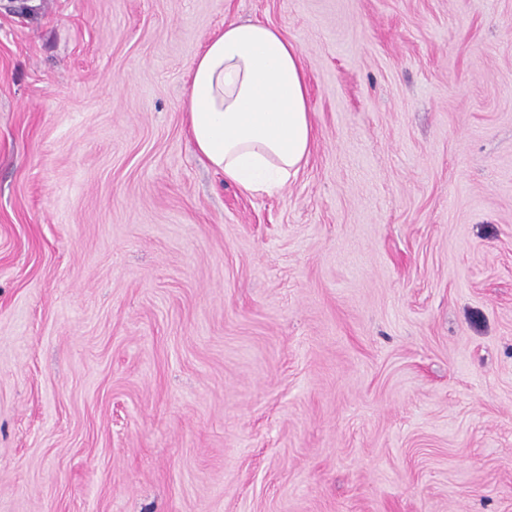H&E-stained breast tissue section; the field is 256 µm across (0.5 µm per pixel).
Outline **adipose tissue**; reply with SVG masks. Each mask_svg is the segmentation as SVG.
Segmentation results:
<instances>
[{
  "label": "adipose tissue",
  "mask_w": 512,
  "mask_h": 512,
  "mask_svg": "<svg viewBox=\"0 0 512 512\" xmlns=\"http://www.w3.org/2000/svg\"><path fill=\"white\" fill-rule=\"evenodd\" d=\"M182 108L199 154L248 193L277 192L311 153L306 73L274 26L225 22L194 58Z\"/></svg>",
  "instance_id": "1"
}]
</instances>
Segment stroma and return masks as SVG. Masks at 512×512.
Here are the masks:
<instances>
[{
	"mask_svg": "<svg viewBox=\"0 0 512 512\" xmlns=\"http://www.w3.org/2000/svg\"><path fill=\"white\" fill-rule=\"evenodd\" d=\"M230 19L272 195L187 130ZM0 512H512V0H0ZM182 108L199 154L250 194L277 192L311 153L306 73L274 26L225 22L191 63Z\"/></svg>",
	"mask_w": 512,
	"mask_h": 512,
	"instance_id": "1",
	"label": "stroma"
}]
</instances>
